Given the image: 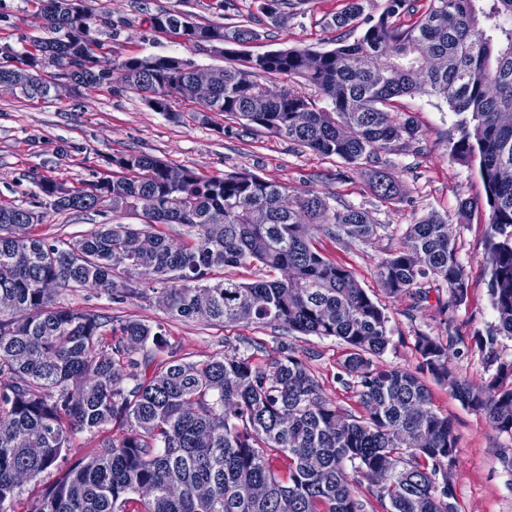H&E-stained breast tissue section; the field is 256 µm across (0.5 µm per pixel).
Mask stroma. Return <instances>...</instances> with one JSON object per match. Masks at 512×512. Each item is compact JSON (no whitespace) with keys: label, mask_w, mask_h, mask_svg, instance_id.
Here are the masks:
<instances>
[{"label":"stroma","mask_w":512,"mask_h":512,"mask_svg":"<svg viewBox=\"0 0 512 512\" xmlns=\"http://www.w3.org/2000/svg\"><path fill=\"white\" fill-rule=\"evenodd\" d=\"M347 0H290L279 21H271L261 0H93L97 11L111 15L99 26L103 56L169 55L191 59L207 68L227 66L224 57L188 50L172 35L150 28L160 11H182L202 24L244 26L256 40L245 53L258 55L295 46L324 51L337 39L357 33L335 30L327 22L345 9ZM37 0H0V63L31 50L47 38ZM400 119H411L421 133L416 142L399 141L381 154L379 165L399 181V194L380 199L371 189L368 164H350L245 126L229 115L204 119L197 103L173 100L166 112L149 109L138 95L115 92L111 84L64 87L48 100L26 97L20 90H0V202L32 208L41 202L34 180L47 175L69 187L111 177L112 157L122 152L148 154L174 165L193 168L203 177L251 172L287 187L289 195L311 190L331 205L366 211L379 224L369 241L338 243L316 237V248L347 267L368 294L380 303L392 330L386 352L374 361L380 368L419 371L414 339L424 332L453 337L452 368L473 386L485 385L493 372L475 342L497 325L488 291L485 264L487 211L485 188L477 165L451 155L458 117L435 98L404 96L395 107ZM471 206L461 211V199ZM436 215L448 225L468 276L466 303L449 304L444 284L429 285L426 309L415 312L409 296L388 298L375 276V265L401 248L407 225ZM143 212L104 207L86 212L48 211L36 234L71 240L99 224H141ZM159 290L120 303L90 288H66L63 306L86 312L140 319L163 325L179 356L203 361L238 348L258 368H268L283 349L305 362L336 406L358 411L357 388L343 369L347 349L333 337L306 336L274 326L208 324L171 318L159 302ZM432 403L448 415L457 454L448 469L456 512H512V435L499 431L484 414L455 398L448 386L429 381Z\"/></svg>","instance_id":"1"}]
</instances>
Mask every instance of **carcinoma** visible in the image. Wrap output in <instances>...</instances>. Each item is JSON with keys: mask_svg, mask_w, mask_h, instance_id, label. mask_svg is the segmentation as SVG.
I'll return each instance as SVG.
<instances>
[{"mask_svg": "<svg viewBox=\"0 0 512 512\" xmlns=\"http://www.w3.org/2000/svg\"><path fill=\"white\" fill-rule=\"evenodd\" d=\"M52 33L21 65H0V78L47 99L55 81L114 82L157 112L174 99L203 112L230 115L247 127L336 156L371 161L403 139H419L392 108L404 95H427L460 116L452 155L479 161L488 211L489 295L496 331L477 337L495 367L474 388L449 366L451 342L420 333L423 371L461 403L512 433V362L498 337L512 338V0H386L360 36L325 51L237 47L250 29L199 24L161 11L150 25L178 35L189 49L238 57L224 68H200L175 56H134L97 68L94 33L112 20L84 0H43ZM362 0H349L328 26H354ZM415 17L409 24L403 17ZM300 77L330 103L317 112L277 80ZM120 175L67 188L50 177L38 187L58 211L142 209L144 224H100L71 241L30 232L44 212L0 203V512H14L19 477L52 476L28 512H367L358 491L377 484L387 512H454L448 466L457 443L448 417L433 408L421 377L376 369L372 358L391 342L384 309L346 267L312 245L320 234L339 243L370 241L381 225L356 208H336L312 191L288 189L246 172L205 178L143 153L112 156ZM178 182L170 179L173 169ZM382 199L399 184L369 171ZM154 224H186L190 242L174 248ZM136 237L129 254L124 240ZM254 267L252 282L215 268ZM376 277L389 298L427 301L423 284L446 285L450 301L468 299V281L448 225L428 215L407 225L400 249L380 259ZM163 285L161 303L181 320L273 325L333 336L348 350L343 368L357 379L362 412L349 413L324 395L319 381L288 354L261 370L233 348L207 361L178 356L159 325L64 307L60 290L92 287L112 299ZM267 306L256 309L252 296ZM101 436L86 457L69 460L73 436ZM140 503L141 510L130 508Z\"/></svg>", "mask_w": 512, "mask_h": 512, "instance_id": "carcinoma-1", "label": "carcinoma"}]
</instances>
